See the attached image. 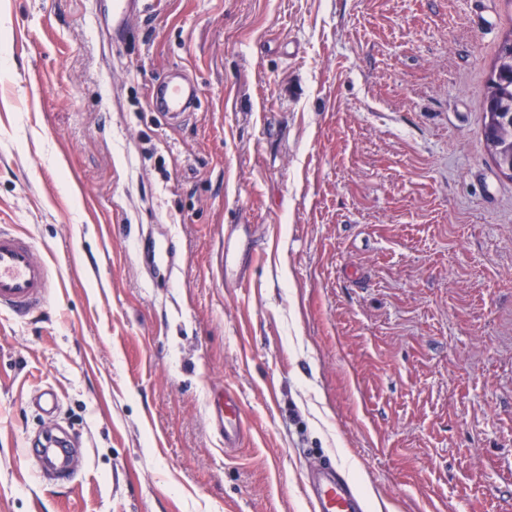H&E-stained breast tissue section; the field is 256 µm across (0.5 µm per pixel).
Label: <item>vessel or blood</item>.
Here are the masks:
<instances>
[{
	"instance_id": "b4317fda",
	"label": "vessel or blood",
	"mask_w": 512,
	"mask_h": 512,
	"mask_svg": "<svg viewBox=\"0 0 512 512\" xmlns=\"http://www.w3.org/2000/svg\"><path fill=\"white\" fill-rule=\"evenodd\" d=\"M199 88L184 74L172 71L152 85V109L167 124H177L199 102ZM247 266L238 257L235 228L224 235V278L242 282ZM53 280L48 266L38 259L23 236L0 231V309L26 317L40 309L50 296ZM224 445L237 447L241 437L240 403L237 395L225 392L217 404ZM305 497L311 512H365V504L340 467L326 466L310 472L305 482Z\"/></svg>"
}]
</instances>
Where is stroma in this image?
Wrapping results in <instances>:
<instances>
[{
	"label": "stroma",
	"mask_w": 512,
	"mask_h": 512,
	"mask_svg": "<svg viewBox=\"0 0 512 512\" xmlns=\"http://www.w3.org/2000/svg\"><path fill=\"white\" fill-rule=\"evenodd\" d=\"M511 32L512 0H139L118 35L112 0H0V227L61 283L0 311V512H308L325 457L368 512H512V178L481 112ZM177 69L200 103L167 126ZM228 224L258 244L239 288ZM48 426L68 481L24 453ZM199 88L184 74L170 71L152 85L149 101L152 109L167 124H177L193 111L199 102ZM241 224H230L224 235V280L241 283L247 266L238 258V238L236 231ZM217 407L224 433V447L237 448L241 437L240 403L237 395L224 390V400H218Z\"/></svg>",
	"instance_id": "35a3bbf8"
}]
</instances>
